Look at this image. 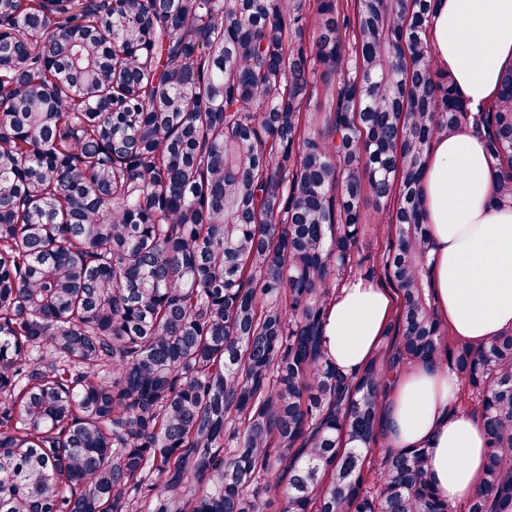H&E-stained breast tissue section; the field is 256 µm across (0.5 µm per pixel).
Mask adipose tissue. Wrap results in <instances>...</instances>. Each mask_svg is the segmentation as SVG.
<instances>
[{
  "mask_svg": "<svg viewBox=\"0 0 512 512\" xmlns=\"http://www.w3.org/2000/svg\"><path fill=\"white\" fill-rule=\"evenodd\" d=\"M428 39L438 69L469 108L494 101L512 63V0H437ZM432 241L427 266L436 311L453 337L481 345L512 331V206L497 203L483 137L464 125L434 139L421 179ZM396 308L387 289L353 277L336 289L323 324L329 361L356 372L375 351ZM454 374L415 363L387 391L379 419L389 442L425 448L430 481L453 505L480 486L490 449L481 419L454 410Z\"/></svg>",
  "mask_w": 512,
  "mask_h": 512,
  "instance_id": "adipose-tissue-1",
  "label": "adipose tissue"
}]
</instances>
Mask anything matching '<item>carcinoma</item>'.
<instances>
[{
    "mask_svg": "<svg viewBox=\"0 0 512 512\" xmlns=\"http://www.w3.org/2000/svg\"><path fill=\"white\" fill-rule=\"evenodd\" d=\"M435 0H0V512H455L377 430L448 351L421 177L472 124L512 205V65L472 111ZM372 200L396 310L364 367L322 324ZM512 512V332L459 345Z\"/></svg>",
    "mask_w": 512,
    "mask_h": 512,
    "instance_id": "carcinoma-1",
    "label": "carcinoma"
}]
</instances>
